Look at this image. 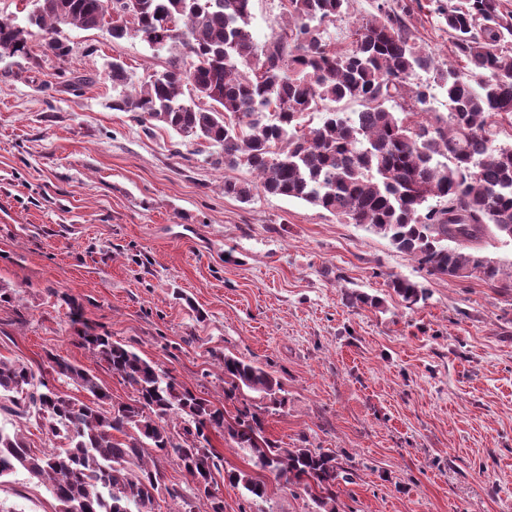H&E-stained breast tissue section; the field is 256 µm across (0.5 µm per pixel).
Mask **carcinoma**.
Returning a JSON list of instances; mask_svg holds the SVG:
<instances>
[{
	"mask_svg": "<svg viewBox=\"0 0 512 512\" xmlns=\"http://www.w3.org/2000/svg\"><path fill=\"white\" fill-rule=\"evenodd\" d=\"M251 2L139 0L140 10L112 37L133 33L152 48L177 46L181 56L138 89L122 64H112L108 79L122 88L112 108L220 147L216 163L244 171L224 180L226 196L298 199L382 235L431 275L512 291V268L483 254L492 241H512V144L498 142L504 126L512 127V12H502L500 0H448L441 8L461 62L437 69L450 104L444 114L427 107L428 86L411 82L416 70L433 66L407 23L418 0H378L377 15L342 51L329 48L321 27L348 0H285L287 23L261 47L249 29ZM124 4L39 0L24 26L0 19V52L30 58L28 28L35 26L45 33V54L60 64L55 76L76 89L81 80L63 67L70 48L58 27L100 30L106 11ZM187 85L205 105L185 101ZM327 102L359 110L328 109ZM313 112L319 122L304 126ZM390 288L410 306L427 299L409 279L394 278ZM79 339L132 398L113 401L91 368L53 354L57 379L87 400L0 357V402L38 420L57 441L36 450L0 424V479L25 470L50 491L56 512H153L163 473L145 458L152 448L192 479V496L168 491L181 499L180 512H224L213 480L221 458L210 435L217 433L249 450L256 467L303 486L320 512H336V480L347 479L336 452L284 448L264 435L252 405L227 418L130 346L87 329ZM220 369L225 398L246 388L267 400V410L285 405L280 382L263 367L226 354ZM225 479L257 498L266 494L249 471L227 470Z\"/></svg>",
	"mask_w": 512,
	"mask_h": 512,
	"instance_id": "1",
	"label": "carcinoma"
}]
</instances>
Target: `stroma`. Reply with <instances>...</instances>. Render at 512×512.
<instances>
[{
  "label": "stroma",
  "instance_id": "1",
  "mask_svg": "<svg viewBox=\"0 0 512 512\" xmlns=\"http://www.w3.org/2000/svg\"><path fill=\"white\" fill-rule=\"evenodd\" d=\"M377 0H349L322 28L350 43ZM436 68L456 63L436 0L409 24ZM65 63L87 76L58 84L53 56L0 60V356L53 380L48 354L92 367L113 400L131 395L78 338L81 322L130 345L215 405L216 361L232 354L271 372L286 403L266 414L282 447L335 451L350 478L336 512H512V292L428 274L387 238L299 200L225 196L238 172L216 148L144 131L114 110L107 74L134 85L163 72L174 48L130 34L63 28ZM420 283L410 306L390 276ZM377 306L354 307L346 293ZM248 497L216 474L224 512H317L309 495L264 471ZM50 491L17 471L0 480V512H55Z\"/></svg>",
  "mask_w": 512,
  "mask_h": 512
}]
</instances>
